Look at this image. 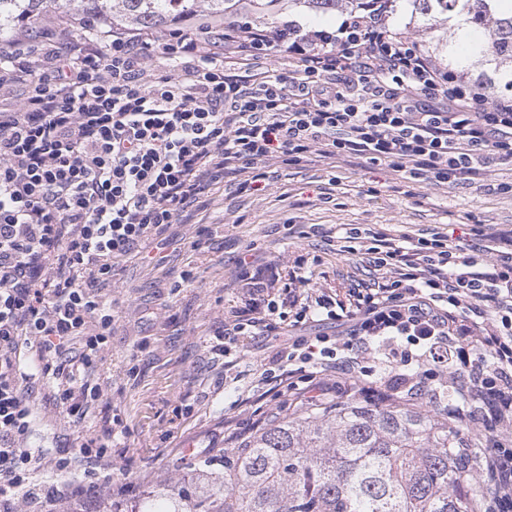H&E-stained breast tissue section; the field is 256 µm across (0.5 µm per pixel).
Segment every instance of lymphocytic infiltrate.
<instances>
[{
	"label": "lymphocytic infiltrate",
	"mask_w": 512,
	"mask_h": 512,
	"mask_svg": "<svg viewBox=\"0 0 512 512\" xmlns=\"http://www.w3.org/2000/svg\"><path fill=\"white\" fill-rule=\"evenodd\" d=\"M385 0H369L336 33L289 34L208 15L193 31L161 34L61 17L0 39V512L19 494L56 503L73 488L28 487L45 462L33 447L35 389L83 422L104 396L95 368L111 345L112 304L101 294L126 258L178 223L206 180L267 158L382 161L407 179L473 184L512 162V97L488 99L406 37ZM83 27L81 37L69 31ZM287 55L277 75L259 56ZM170 64L156 70L157 60ZM477 246L447 234L399 238L350 228L381 269L376 287L318 292L295 266L283 290L250 255L238 260L248 309L228 317L213 354L271 335L298 339L269 360L276 395L306 406L358 396L371 403L438 401L449 424L481 418L485 473L512 498V229L476 225ZM332 332L307 335L309 324ZM112 428L81 436L76 457L104 465Z\"/></svg>",
	"instance_id": "f902f5d3"
}]
</instances>
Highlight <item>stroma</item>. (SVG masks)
Returning <instances> with one entry per match:
<instances>
[{"label":"stroma","instance_id":"35a3bbf8","mask_svg":"<svg viewBox=\"0 0 512 512\" xmlns=\"http://www.w3.org/2000/svg\"><path fill=\"white\" fill-rule=\"evenodd\" d=\"M263 169L260 190L242 191L245 173L227 174L194 204L189 223L170 225L164 266L135 256L118 267L111 349L98 367L105 396L83 424L55 413L38 421L32 439L51 456L71 457L86 431L121 422L111 470L91 496L63 501V512H110L115 489L131 498L143 486L181 480L192 464L223 460L225 434L254 432L260 417L252 404L268 389L263 371L287 343V328L245 340L227 363L210 351L225 317L248 300L237 268L245 250L283 274L304 264L320 287L341 293L378 277L366 259L341 251L347 228L395 238L437 229L456 238L473 224L512 226V193L497 189L512 182V164L494 167L482 185L456 188L405 180L386 163L353 157L272 160ZM202 227L209 239L197 251L191 242Z\"/></svg>","mask_w":512,"mask_h":512}]
</instances>
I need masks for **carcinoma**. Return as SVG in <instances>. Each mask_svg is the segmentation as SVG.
Here are the masks:
<instances>
[{"label":"carcinoma","instance_id":"obj_1","mask_svg":"<svg viewBox=\"0 0 512 512\" xmlns=\"http://www.w3.org/2000/svg\"><path fill=\"white\" fill-rule=\"evenodd\" d=\"M429 30H452L448 67L477 72L490 95L512 87V0H406ZM367 0H0V37L35 26L48 12L114 27L165 30L208 14L247 11L262 22L283 10L328 16L357 12ZM484 457L469 429L425 406L372 404L301 408L224 455L205 461L188 484L143 487L112 512H476L494 489L481 478Z\"/></svg>","mask_w":512,"mask_h":512}]
</instances>
